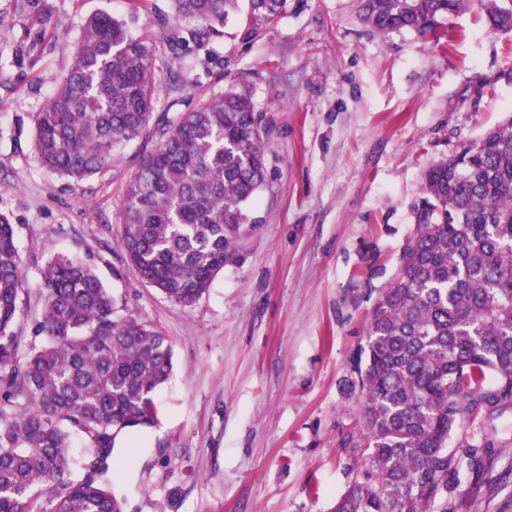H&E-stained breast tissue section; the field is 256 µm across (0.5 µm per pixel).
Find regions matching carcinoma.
<instances>
[{
  "instance_id": "obj_1",
  "label": "carcinoma",
  "mask_w": 512,
  "mask_h": 512,
  "mask_svg": "<svg viewBox=\"0 0 512 512\" xmlns=\"http://www.w3.org/2000/svg\"><path fill=\"white\" fill-rule=\"evenodd\" d=\"M246 37L288 0H246ZM171 58L182 60V18L205 46L240 0H172ZM462 9L512 32V0H363L375 30L438 32ZM74 65L36 118L35 150L48 169L75 180L112 168L116 151L141 138L153 113L156 68L148 46L102 13L64 45ZM261 115L235 85L170 118L126 187L120 248L146 285L196 303L239 256L248 207L265 183ZM417 230L372 309L355 361L363 397L356 477L332 512H448L464 494L462 464L475 447L448 452L456 424L492 418L512 403V115L423 172ZM14 225L0 213V512H123L112 492L117 438L155 425L154 394L173 368L168 340L124 313L94 270L65 255L41 270V338L19 356L15 328L25 292ZM84 446L71 453L73 439ZM65 493L38 505L36 487Z\"/></svg>"
}]
</instances>
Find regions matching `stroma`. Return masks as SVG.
<instances>
[{"instance_id": "obj_1", "label": "stroma", "mask_w": 512, "mask_h": 512, "mask_svg": "<svg viewBox=\"0 0 512 512\" xmlns=\"http://www.w3.org/2000/svg\"><path fill=\"white\" fill-rule=\"evenodd\" d=\"M0 0V213L16 229L26 291L17 328L31 344L40 268L62 254L92 265L119 304L166 336L173 373L154 396V427L122 435L112 490L125 512H332L356 477L360 431L354 359L367 323L416 231L423 170L512 114V33L471 11L446 18L435 45L367 25L361 0H288L245 38L231 18L189 74L192 103L228 83L247 88L270 130L255 228L194 305L144 284L119 246L120 211L138 156L127 145L104 174L45 169L35 121L73 62L67 44L107 13L156 62L154 116L181 112L170 83L171 0ZM479 472L448 512H512V408L487 429Z\"/></svg>"}]
</instances>
